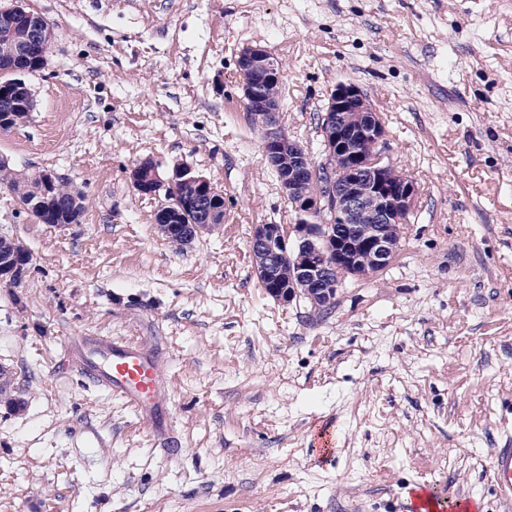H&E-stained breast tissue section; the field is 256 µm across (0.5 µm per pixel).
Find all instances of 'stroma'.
<instances>
[{
	"label": "stroma",
	"mask_w": 512,
	"mask_h": 512,
	"mask_svg": "<svg viewBox=\"0 0 512 512\" xmlns=\"http://www.w3.org/2000/svg\"><path fill=\"white\" fill-rule=\"evenodd\" d=\"M14 6L54 39L0 158L61 175L84 213L37 223L0 184V235L31 258L0 283V512H414L421 487L512 512L491 471L512 446V0H0ZM256 42L313 157L351 81L419 186L393 262L347 278L325 316L253 270L254 225L296 221L237 86ZM146 157L207 177L223 226L172 247L130 183ZM84 333L164 350L179 455L71 369Z\"/></svg>",
	"instance_id": "obj_1"
}]
</instances>
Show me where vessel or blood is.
Instances as JSON below:
<instances>
[{
  "mask_svg": "<svg viewBox=\"0 0 512 512\" xmlns=\"http://www.w3.org/2000/svg\"><path fill=\"white\" fill-rule=\"evenodd\" d=\"M71 368L100 390L122 399L152 429L160 446L172 433L171 402L157 355L121 336H73L66 343ZM493 477L501 498L512 499V446L496 449Z\"/></svg>",
  "mask_w": 512,
  "mask_h": 512,
  "instance_id": "1",
  "label": "vessel or blood"
}]
</instances>
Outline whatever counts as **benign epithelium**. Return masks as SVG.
Here are the masks:
<instances>
[{"label":"benign epithelium","instance_id":"7a95c632","mask_svg":"<svg viewBox=\"0 0 512 512\" xmlns=\"http://www.w3.org/2000/svg\"><path fill=\"white\" fill-rule=\"evenodd\" d=\"M0 29L11 32L19 24L27 25L31 42L38 44L42 61H47L51 42L43 39V18L20 6L0 8ZM239 88L245 109L252 118L264 121L262 157L274 163L289 164V175L282 193L293 202L297 212L294 224H257L250 239L254 272L262 286L270 288L278 300L289 303L297 297L307 299L321 312L335 302L347 274L364 276L368 266L387 268L395 258L402 229L413 213L419 188L413 178L404 176L396 183L392 165L385 161L386 129L377 111L353 82H340L331 92L322 131L326 172H332L336 159L345 161L348 178L340 185L327 178L323 189L296 196V180L310 170L309 158L292 139L280 119L277 100L268 89L282 80V65L266 46L242 48L237 60ZM15 95L11 105L34 104L24 73L12 79ZM44 188L39 204L52 202L51 189L60 177L50 171L36 174ZM134 190L158 200L157 211L165 222L157 229L172 239L176 224L166 222L170 202L182 201L178 219L183 230L180 245L187 246L196 236L215 228L224 209L215 207L222 193L211 181L188 166H177L170 177L160 175L158 165L144 159L130 172ZM336 220L347 225L345 234L336 233ZM291 267L288 287L280 286L279 270Z\"/></svg>","mask_w":512,"mask_h":512}]
</instances>
